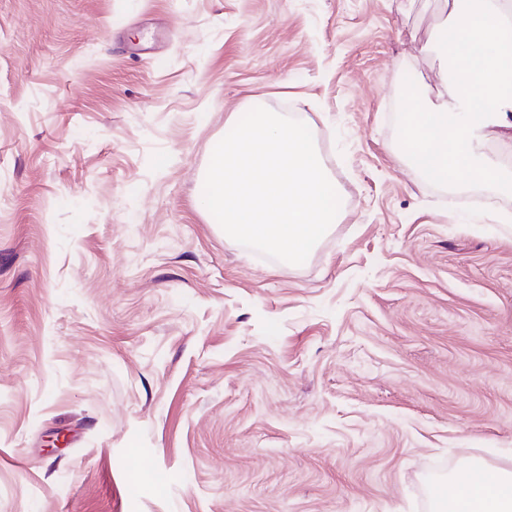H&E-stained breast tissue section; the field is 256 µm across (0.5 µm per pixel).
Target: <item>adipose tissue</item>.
I'll use <instances>...</instances> for the list:
<instances>
[{
  "label": "adipose tissue",
  "mask_w": 512,
  "mask_h": 512,
  "mask_svg": "<svg viewBox=\"0 0 512 512\" xmlns=\"http://www.w3.org/2000/svg\"><path fill=\"white\" fill-rule=\"evenodd\" d=\"M443 63L440 101L407 104L409 129L401 151L426 181L457 185L479 178L512 193V176L479 155L474 143L486 129L498 130L512 148V0H473L465 13L452 11L439 26ZM460 469L443 496L447 512H512V472L487 473L481 486Z\"/></svg>",
  "instance_id": "obj_1"
}]
</instances>
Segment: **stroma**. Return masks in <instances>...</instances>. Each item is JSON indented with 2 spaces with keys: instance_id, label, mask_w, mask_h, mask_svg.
<instances>
[{
  "instance_id": "stroma-1",
  "label": "stroma",
  "mask_w": 512,
  "mask_h": 512,
  "mask_svg": "<svg viewBox=\"0 0 512 512\" xmlns=\"http://www.w3.org/2000/svg\"><path fill=\"white\" fill-rule=\"evenodd\" d=\"M440 22L0 0V512H434L454 471L512 470V195L399 148ZM255 107L308 126L341 201L300 265L200 206Z\"/></svg>"
}]
</instances>
